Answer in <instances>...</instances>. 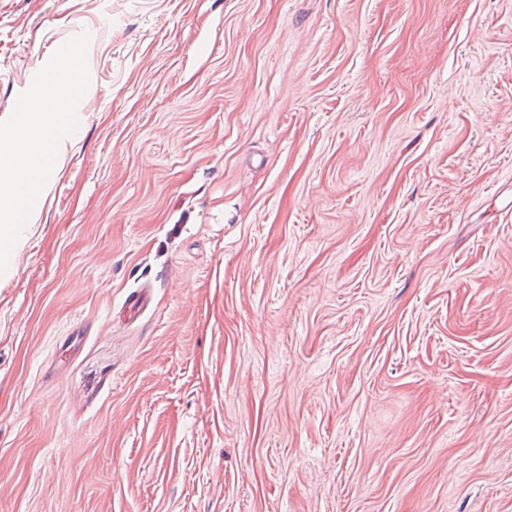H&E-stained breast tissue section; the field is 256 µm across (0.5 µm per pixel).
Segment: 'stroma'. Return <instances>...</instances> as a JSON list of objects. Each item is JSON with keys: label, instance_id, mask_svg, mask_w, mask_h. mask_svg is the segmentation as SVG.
<instances>
[{"label": "stroma", "instance_id": "obj_1", "mask_svg": "<svg viewBox=\"0 0 512 512\" xmlns=\"http://www.w3.org/2000/svg\"><path fill=\"white\" fill-rule=\"evenodd\" d=\"M83 32L0 512H512V0H0V122Z\"/></svg>", "mask_w": 512, "mask_h": 512}]
</instances>
